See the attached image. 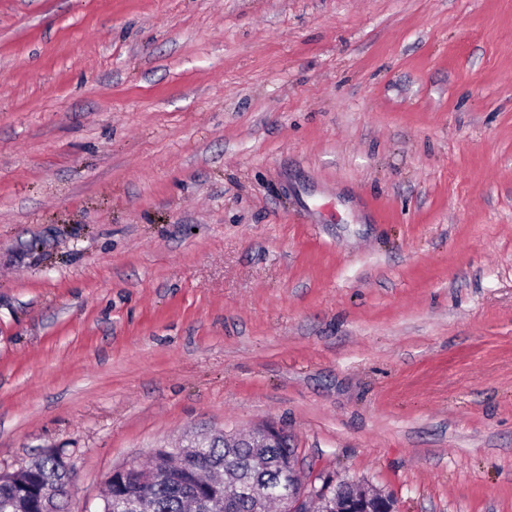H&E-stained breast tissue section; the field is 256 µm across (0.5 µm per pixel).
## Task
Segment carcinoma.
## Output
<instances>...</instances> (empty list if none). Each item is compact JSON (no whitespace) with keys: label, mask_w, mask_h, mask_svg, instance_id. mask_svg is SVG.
I'll list each match as a JSON object with an SVG mask.
<instances>
[{"label":"carcinoma","mask_w":512,"mask_h":512,"mask_svg":"<svg viewBox=\"0 0 512 512\" xmlns=\"http://www.w3.org/2000/svg\"><path fill=\"white\" fill-rule=\"evenodd\" d=\"M252 455L253 449L245 446L224 447V432L220 430L201 433L194 453L175 461L171 452L159 449L148 468L118 475L122 487L133 485L135 489L123 493L112 488V497L101 512H136L130 502L142 494L151 497V512H191L192 497L198 501V512H251L248 496H232L224 484L206 486L201 480L212 479L211 471L216 470L226 480H234L247 489L266 490L269 502L274 503L294 485L295 449L288 440L273 442L264 449L265 461L260 467L254 465ZM69 481L60 453L46 451L30 469L0 474V512H15L23 498L37 500L45 485L57 490L45 508L61 512L60 503Z\"/></svg>","instance_id":"cac0c4a2"}]
</instances>
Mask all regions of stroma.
<instances>
[{
	"instance_id": "obj_1",
	"label": "stroma",
	"mask_w": 512,
	"mask_h": 512,
	"mask_svg": "<svg viewBox=\"0 0 512 512\" xmlns=\"http://www.w3.org/2000/svg\"><path fill=\"white\" fill-rule=\"evenodd\" d=\"M267 424L512 512V0H0V472Z\"/></svg>"
}]
</instances>
